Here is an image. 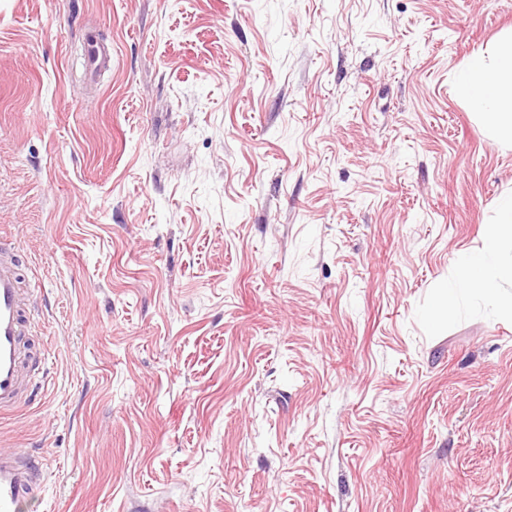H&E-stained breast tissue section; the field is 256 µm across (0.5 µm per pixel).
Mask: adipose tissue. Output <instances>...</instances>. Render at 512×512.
<instances>
[{"label": "adipose tissue", "instance_id": "adipose-tissue-1", "mask_svg": "<svg viewBox=\"0 0 512 512\" xmlns=\"http://www.w3.org/2000/svg\"><path fill=\"white\" fill-rule=\"evenodd\" d=\"M459 99L471 103L487 134L499 142H512V34L492 54H477L460 74L456 85ZM512 251V195L500 199L494 223L483 246L459 261V287L485 295L503 309L512 310V295L503 296L501 284L512 279V262L504 256Z\"/></svg>", "mask_w": 512, "mask_h": 512}]
</instances>
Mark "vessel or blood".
<instances>
[{"instance_id": "obj_1", "label": "vessel or blood", "mask_w": 512, "mask_h": 512, "mask_svg": "<svg viewBox=\"0 0 512 512\" xmlns=\"http://www.w3.org/2000/svg\"><path fill=\"white\" fill-rule=\"evenodd\" d=\"M92 71L110 68L112 51L95 36L87 38ZM32 310L22 286L17 255L0 242V414L14 412L26 400L33 381L34 344L29 338ZM43 477L36 460L19 448H0V512H20Z\"/></svg>"}]
</instances>
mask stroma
<instances>
[{
    "mask_svg": "<svg viewBox=\"0 0 512 512\" xmlns=\"http://www.w3.org/2000/svg\"><path fill=\"white\" fill-rule=\"evenodd\" d=\"M512 0H0V238L49 360L21 512H512V313L457 290ZM112 48L88 78L86 38ZM459 99L471 103L487 134L498 142H512V34L492 54H477L460 74Z\"/></svg>",
    "mask_w": 512,
    "mask_h": 512,
    "instance_id": "1",
    "label": "stroma"
}]
</instances>
